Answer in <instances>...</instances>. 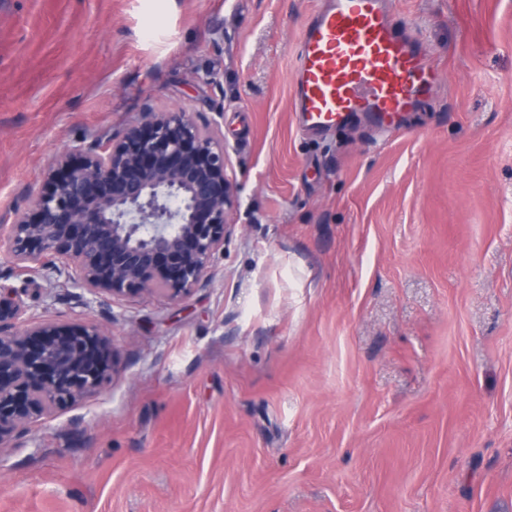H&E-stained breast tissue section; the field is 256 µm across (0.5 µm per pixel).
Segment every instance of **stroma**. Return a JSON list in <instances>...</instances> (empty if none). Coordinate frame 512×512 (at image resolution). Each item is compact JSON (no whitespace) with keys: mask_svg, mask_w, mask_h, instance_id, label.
<instances>
[{"mask_svg":"<svg viewBox=\"0 0 512 512\" xmlns=\"http://www.w3.org/2000/svg\"><path fill=\"white\" fill-rule=\"evenodd\" d=\"M317 0H0V223L143 106L219 119L239 206L171 301L0 285L95 321L103 387L0 447V512H512V0H392L440 80L304 134Z\"/></svg>","mask_w":512,"mask_h":512,"instance_id":"35a3bbf8","label":"stroma"}]
</instances>
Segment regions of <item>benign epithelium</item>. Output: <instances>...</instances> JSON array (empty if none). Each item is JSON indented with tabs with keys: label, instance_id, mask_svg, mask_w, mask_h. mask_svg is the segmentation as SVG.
I'll return each instance as SVG.
<instances>
[{
	"label": "benign epithelium",
	"instance_id": "7a95c632",
	"mask_svg": "<svg viewBox=\"0 0 512 512\" xmlns=\"http://www.w3.org/2000/svg\"><path fill=\"white\" fill-rule=\"evenodd\" d=\"M236 206L219 122L147 106L122 134L56 156L33 208L0 225V252L28 282L65 271L92 295L179 301L208 279ZM24 295L0 287V447L95 393L110 371L112 346L92 322L16 331Z\"/></svg>",
	"mask_w": 512,
	"mask_h": 512
}]
</instances>
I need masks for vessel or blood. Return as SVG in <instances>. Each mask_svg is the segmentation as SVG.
<instances>
[{
    "label": "vessel or blood",
    "instance_id": "1",
    "mask_svg": "<svg viewBox=\"0 0 512 512\" xmlns=\"http://www.w3.org/2000/svg\"><path fill=\"white\" fill-rule=\"evenodd\" d=\"M294 110L325 133L368 115L385 132L428 100L438 75L390 0H321L296 46Z\"/></svg>",
    "mask_w": 512,
    "mask_h": 512
}]
</instances>
